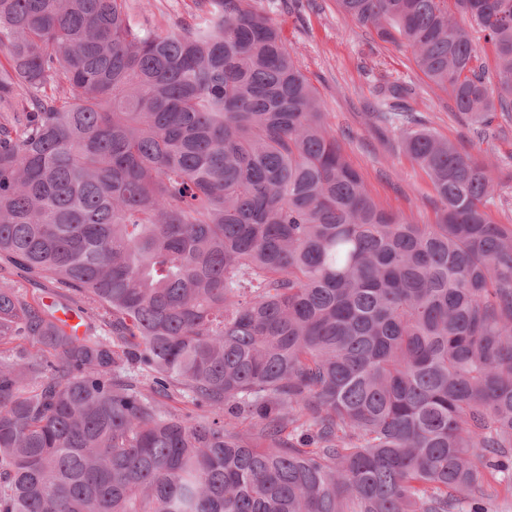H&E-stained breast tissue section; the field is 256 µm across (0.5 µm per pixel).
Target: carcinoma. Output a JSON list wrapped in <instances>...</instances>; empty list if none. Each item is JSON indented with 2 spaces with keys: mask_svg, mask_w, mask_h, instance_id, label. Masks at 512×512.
<instances>
[{
  "mask_svg": "<svg viewBox=\"0 0 512 512\" xmlns=\"http://www.w3.org/2000/svg\"><path fill=\"white\" fill-rule=\"evenodd\" d=\"M131 2L0 0V261L58 298L0 278V512H488L475 458L512 483L494 166L386 82L370 113L436 193L416 224L250 0L178 31ZM337 3L479 139L512 112V0Z\"/></svg>",
  "mask_w": 512,
  "mask_h": 512,
  "instance_id": "1",
  "label": "carcinoma"
}]
</instances>
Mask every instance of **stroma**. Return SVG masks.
<instances>
[{
    "label": "stroma",
    "instance_id": "stroma-1",
    "mask_svg": "<svg viewBox=\"0 0 512 512\" xmlns=\"http://www.w3.org/2000/svg\"><path fill=\"white\" fill-rule=\"evenodd\" d=\"M314 10L293 0H252L280 24L303 72L316 87L327 125L349 163L363 177L371 196L386 209L417 223L436 219L432 185L403 153L398 130L374 124L365 106L376 86L400 80L417 90L415 107L439 137L484 155L497 167V193L507 205L491 212L499 224H512V113L498 115L497 138L479 141L471 124L452 112L447 92L434 86L406 47L378 39L374 31L343 18L336 0H316Z\"/></svg>",
    "mask_w": 512,
    "mask_h": 512
}]
</instances>
